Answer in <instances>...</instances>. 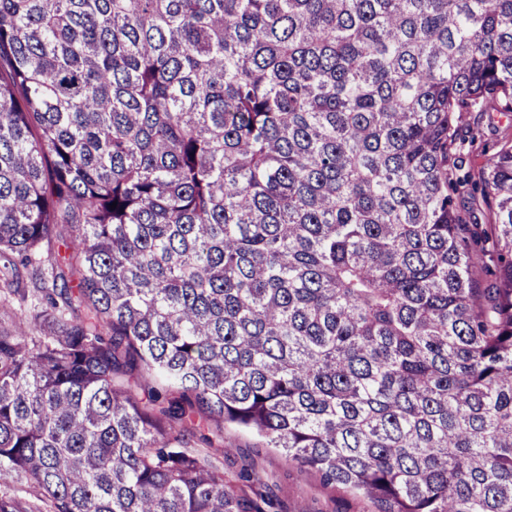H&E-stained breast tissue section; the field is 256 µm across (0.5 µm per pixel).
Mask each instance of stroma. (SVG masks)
Returning <instances> with one entry per match:
<instances>
[{"label": "stroma", "instance_id": "stroma-1", "mask_svg": "<svg viewBox=\"0 0 512 512\" xmlns=\"http://www.w3.org/2000/svg\"><path fill=\"white\" fill-rule=\"evenodd\" d=\"M479 134L465 145V169L478 172L488 155L512 141V113L488 112L477 119ZM217 459L251 512H371L367 501L324 486L317 475L300 472L277 449L228 425L217 433Z\"/></svg>", "mask_w": 512, "mask_h": 512}]
</instances>
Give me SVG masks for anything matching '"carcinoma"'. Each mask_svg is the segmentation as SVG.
Listing matches in <instances>:
<instances>
[{"label":"carcinoma","mask_w":512,"mask_h":512,"mask_svg":"<svg viewBox=\"0 0 512 512\" xmlns=\"http://www.w3.org/2000/svg\"><path fill=\"white\" fill-rule=\"evenodd\" d=\"M0 66V483L246 512L191 446L231 424L376 512H512V144L460 160L512 0H0Z\"/></svg>","instance_id":"carcinoma-1"}]
</instances>
